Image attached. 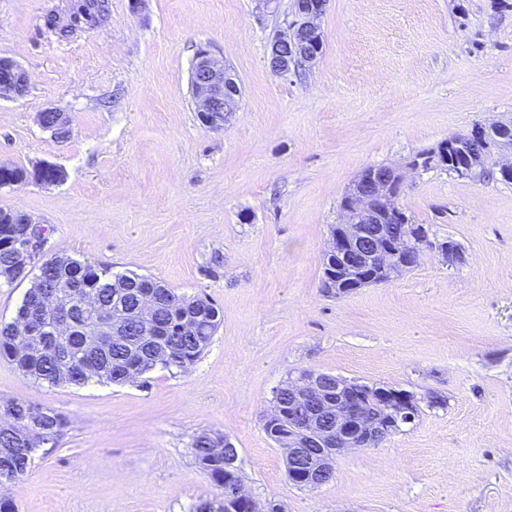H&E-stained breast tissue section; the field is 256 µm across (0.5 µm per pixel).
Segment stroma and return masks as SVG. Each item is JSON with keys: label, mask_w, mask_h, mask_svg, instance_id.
Returning <instances> with one entry per match:
<instances>
[{"label": "stroma", "mask_w": 512, "mask_h": 512, "mask_svg": "<svg viewBox=\"0 0 512 512\" xmlns=\"http://www.w3.org/2000/svg\"><path fill=\"white\" fill-rule=\"evenodd\" d=\"M74 0H0V57L29 78L0 96V163L61 167L58 184L0 186V208L41 229L40 266L72 257L152 277L216 305L222 323L185 373L146 384L47 387L0 359V401L67 424L14 488L18 512H191L216 489L190 448L236 446L242 483L288 512H512V183L409 173L398 207L464 259L424 254L391 281L323 292L340 203L367 167L402 169L475 124L512 119V0H330L318 61L281 77L273 13L255 0H108V20L67 39ZM243 94L224 128L202 126L189 81L199 47ZM65 113L55 138L38 117ZM302 369L383 384L422 406L332 479L291 483L266 435L275 389Z\"/></svg>", "instance_id": "1"}]
</instances>
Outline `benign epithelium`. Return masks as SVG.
Here are the masks:
<instances>
[{
	"mask_svg": "<svg viewBox=\"0 0 512 512\" xmlns=\"http://www.w3.org/2000/svg\"><path fill=\"white\" fill-rule=\"evenodd\" d=\"M329 0H294L291 23L269 43L267 62L270 69L288 76L298 64H314L323 42L320 19L327 10ZM197 92L196 112L203 126L221 129L228 117L239 109L240 85L236 77L218 57L207 48L196 52L192 69ZM28 87L26 72L13 60L0 57V94L21 96ZM512 154V120L489 125H475L469 131L448 139V147L459 151L461 162L452 169L459 177L475 174L482 168L483 159L491 147ZM405 175L390 168L370 166L357 177L344 196L341 221L330 238L326 256L344 272L356 268L363 252L368 251L380 262L379 283L390 281L401 272L419 262L428 249L421 229L392 235L385 219L389 216L408 224L410 220L399 210L396 200L400 195ZM14 223L25 230L14 235L13 246L21 260L37 254L41 234L32 229L31 218L20 213ZM49 308L63 316L53 331L62 336L74 332L70 303L61 301V294L53 289L44 291ZM98 327L83 335L87 352L106 346L121 332L113 324L112 314L97 308ZM358 387L342 378H336V401L327 400V389L321 374L300 372L288 383L293 402L309 407V411L288 416V448L286 458L300 464L288 470V479L315 489L322 485L325 475H333L335 459L346 452L365 445H379L386 437L385 429L364 412L358 403ZM226 505L242 512H259L260 505L239 487L228 490Z\"/></svg>",
	"mask_w": 512,
	"mask_h": 512,
	"instance_id": "7a95c632",
	"label": "benign epithelium"
}]
</instances>
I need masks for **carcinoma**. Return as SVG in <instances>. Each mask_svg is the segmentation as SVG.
I'll use <instances>...</instances> for the list:
<instances>
[{
	"label": "carcinoma",
	"instance_id": "carcinoma-1",
	"mask_svg": "<svg viewBox=\"0 0 512 512\" xmlns=\"http://www.w3.org/2000/svg\"><path fill=\"white\" fill-rule=\"evenodd\" d=\"M105 0H77L70 9L68 22L60 26L56 18H47V25L67 39L78 32L102 25L106 21ZM29 264H22L6 247L0 246V278L13 282L28 275ZM379 277V266L365 263L354 274V278L336 283V287L351 290L358 278ZM36 278L48 282L49 286L71 297L78 307L85 306L84 321L92 319L97 306H109L114 316L130 326V333L115 338L105 355L99 358L96 370L85 372L75 366L63 374L56 361L60 349L69 350L71 360L79 362L85 358L76 337L44 335V350L26 353L19 350L22 330L17 322L29 315H40L43 324L54 326L51 309L40 300L34 291L26 292L13 319L0 324V358L10 362L23 375L39 384L50 387L58 385L84 386L91 382L126 384L136 378L146 381V375L161 367L187 372L210 345L220 325V312L206 298L180 295L157 280L133 271L112 272L108 268H96L78 259L68 263L52 260L39 266ZM152 281V298L156 302V319L148 335L139 333L136 320L141 307L146 281ZM403 390L395 387H363L359 402L370 415L385 422L393 405V395ZM40 437L26 441L23 435L0 428V512H16L15 502L10 496L12 487L23 481L30 471L36 453L46 444H53L65 427L66 420L57 411L42 407ZM221 437L202 432L192 442V449L201 470L217 489L215 496L195 504L193 512L201 506L208 512H226L224 490L240 485L241 478L234 470H224V453L215 451Z\"/></svg>",
	"mask_w": 512,
	"mask_h": 512
}]
</instances>
